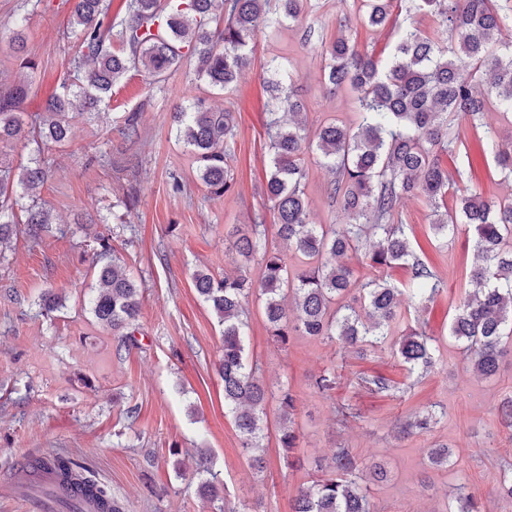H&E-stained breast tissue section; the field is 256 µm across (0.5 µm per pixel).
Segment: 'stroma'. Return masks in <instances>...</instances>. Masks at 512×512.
Masks as SVG:
<instances>
[{
    "mask_svg": "<svg viewBox=\"0 0 512 512\" xmlns=\"http://www.w3.org/2000/svg\"><path fill=\"white\" fill-rule=\"evenodd\" d=\"M359 7L360 0H312L301 22L258 37L249 66L229 93L209 89L186 66L155 90L146 73L129 72L100 112L74 115L68 140L45 149L50 176L40 197L54 229L32 244L25 213L15 208L17 232L0 261V482L27 461L62 455L103 484L123 512H212L197 493L210 471L226 483L235 512H252L257 504L264 512H291L295 491L316 474L317 460L349 448L388 471L387 482L370 490L380 512H448L461 483L484 501L487 512H512V503L495 496L498 464L512 462V429L501 425L497 411L512 391V348L493 377L480 378L449 336L473 263L472 234L459 225L453 243L437 247L425 199L405 201L401 212L417 252L445 283L419 314L441 340L438 370L411 381L389 344L361 359L337 344L303 336L278 346L254 302L246 351L259 361L269 389L285 385L297 398L301 436L292 455L302 467L289 468L271 409L262 441L267 466L252 473L224 407L217 371L222 328L193 276L200 270L217 277L242 270L260 275L257 262H245L231 241L236 227L272 214L263 193L269 164L263 129L267 62L277 60L294 74L309 132L330 120L355 122L352 94L323 80L322 52L344 16L353 20L346 35L361 52L380 50L382 37L356 20ZM69 13L68 0H0V91L20 75L11 48L15 34L23 35L38 64L25 115L40 112L68 75L78 49ZM196 96L213 109L235 112L239 124L230 161L236 185L221 198L208 194L191 153L175 139L173 109ZM133 110L141 114L139 143L120 133L124 115ZM305 162L310 222L347 223L324 192L329 172L316 155ZM448 170L459 189L492 200L512 194V182L499 180L492 158L470 168L452 161ZM173 173L186 185L182 194L168 188ZM128 198L134 201L129 211L123 206ZM99 235L109 237L113 256L141 288L138 343L127 350L119 349L118 337L90 310L96 283L91 259ZM49 288L63 305L44 316L37 301ZM334 365L341 366V377L326 397L311 381ZM359 371L383 375L400 389L368 392L356 382ZM339 403L357 413L344 428L334 422ZM131 406L137 409L133 419L126 416ZM426 409L437 419L430 432L397 433L400 417ZM442 444L452 450V462L430 468L426 451Z\"/></svg>",
    "mask_w": 512,
    "mask_h": 512,
    "instance_id": "stroma-1",
    "label": "stroma"
}]
</instances>
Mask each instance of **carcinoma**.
<instances>
[{
    "mask_svg": "<svg viewBox=\"0 0 512 512\" xmlns=\"http://www.w3.org/2000/svg\"><path fill=\"white\" fill-rule=\"evenodd\" d=\"M69 2L71 27L79 39L71 79L46 98L38 123L29 131L22 118L32 89L29 79L1 92V143L27 136L39 153L49 143L66 141L72 114L98 111L131 70L143 71L160 84L186 63L197 79L229 91L249 64L258 34L300 21L310 7V0H124L113 15L107 0ZM405 2L361 0L359 21L389 34L380 53L362 54L343 35L327 46L324 77L353 94L358 112L352 125L333 122L309 134L303 105L287 86L293 75L282 76L280 64H270L265 124L270 173L265 191L277 235L293 245L299 269L290 270L288 258L269 246L266 225L258 220L234 232V247L248 261H258L259 279L245 271L219 278L199 271L194 276L197 292L223 326L218 373L224 381V406L249 467L257 471L265 463L258 449L269 405L279 415L278 447H298L300 433L293 392L270 390L261 367L245 352L243 336L253 297L263 300L269 335L281 346L293 336L337 341L357 354L393 344L409 372L428 373L436 367L439 338L422 328L395 339L405 316L403 293L423 305L445 288L411 245L401 218L404 200L425 198L432 207L431 229L446 243L457 225L473 228L478 263L449 326V336L463 345L472 371L480 377L496 374L503 341L512 339V197L486 201L471 191L455 196L451 212L448 194L454 181L443 164V157L459 156L463 145L454 117L465 118L476 130L484 127L492 108L512 117V26L493 0ZM421 12L439 16L448 39L423 34L414 25V15ZM12 48L20 68L37 69L21 34L13 38ZM173 121L175 138L195 157L209 193L222 197L232 191L234 114L189 100L173 113ZM121 134L130 142L142 139L139 112L127 114ZM480 147L483 155L494 158L504 178H512V144L487 135ZM313 151L332 174L325 194L349 213L346 224L308 220L305 156ZM47 177L48 170L37 161L21 167L0 154V248L13 233L14 206L21 197L31 201L26 219L31 241L39 243L49 229L50 213L37 202ZM96 241L101 265L91 309L127 349L136 344L139 288L119 260L110 258L109 239L99 236ZM353 258L371 275L355 277ZM395 268L406 273L399 286L390 277ZM289 295L296 303L292 315L284 305ZM356 379L372 393L393 388L381 375L360 373ZM312 386L323 395L330 393L336 388V368L325 370ZM432 425V413L416 412L399 421L397 429L412 435ZM37 464L62 484L94 493L103 512H122L111 493L77 471L70 459L54 456ZM319 472L317 479L297 488L293 512H377L369 484L386 480L384 468L367 467L350 449L338 448L330 460L319 463ZM226 491L215 473L199 485L202 499L212 504ZM498 491L512 501V463L500 465ZM455 501V512H483L464 485L456 488Z\"/></svg>",
    "mask_w": 512,
    "mask_h": 512,
    "instance_id": "cac0c4a2",
    "label": "carcinoma"
}]
</instances>
